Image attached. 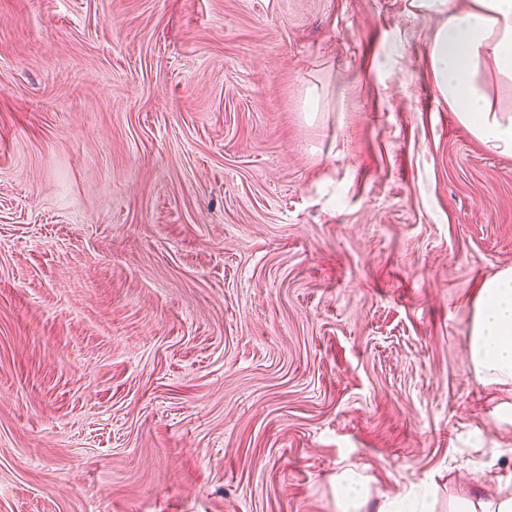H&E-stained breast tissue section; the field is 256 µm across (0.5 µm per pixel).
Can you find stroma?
Listing matches in <instances>:
<instances>
[{"instance_id":"35a3bbf8","label":"stroma","mask_w":512,"mask_h":512,"mask_svg":"<svg viewBox=\"0 0 512 512\" xmlns=\"http://www.w3.org/2000/svg\"><path fill=\"white\" fill-rule=\"evenodd\" d=\"M410 0H0V512H448L512 477L468 358L512 156ZM336 487L341 490L336 501L338 512H416L404 499L382 495L373 500L366 478L351 468L336 474Z\"/></svg>"}]
</instances>
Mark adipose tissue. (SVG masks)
I'll use <instances>...</instances> for the list:
<instances>
[{"label": "adipose tissue", "instance_id": "1", "mask_svg": "<svg viewBox=\"0 0 512 512\" xmlns=\"http://www.w3.org/2000/svg\"><path fill=\"white\" fill-rule=\"evenodd\" d=\"M436 16L429 45L439 95L488 151L512 156V0H411ZM468 355L489 385L512 386V268L484 280L469 328ZM338 512H414L402 499L372 498L354 469L336 476Z\"/></svg>", "mask_w": 512, "mask_h": 512}]
</instances>
